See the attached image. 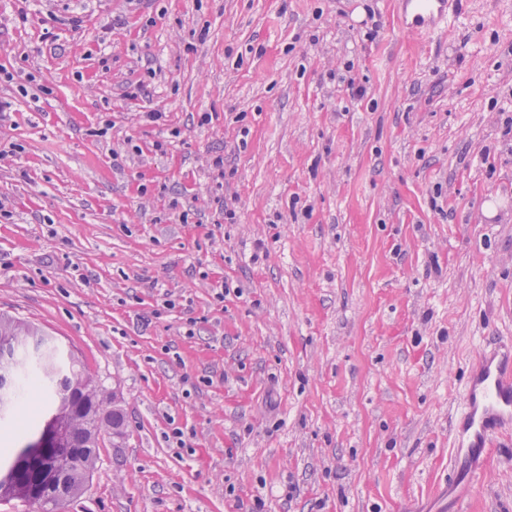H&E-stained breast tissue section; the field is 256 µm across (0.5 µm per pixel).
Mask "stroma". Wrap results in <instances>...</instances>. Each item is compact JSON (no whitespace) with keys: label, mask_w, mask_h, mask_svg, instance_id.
I'll use <instances>...</instances> for the list:
<instances>
[{"label":"stroma","mask_w":512,"mask_h":512,"mask_svg":"<svg viewBox=\"0 0 512 512\" xmlns=\"http://www.w3.org/2000/svg\"><path fill=\"white\" fill-rule=\"evenodd\" d=\"M0 68L35 77L0 83V314L126 415L59 512H448L464 373L512 339V0L432 34L396 0H0ZM463 512H512V447Z\"/></svg>","instance_id":"35a3bbf8"}]
</instances>
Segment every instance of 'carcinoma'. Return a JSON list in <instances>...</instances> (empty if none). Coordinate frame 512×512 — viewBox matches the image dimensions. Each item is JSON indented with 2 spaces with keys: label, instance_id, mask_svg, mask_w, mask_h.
<instances>
[{
  "label": "carcinoma",
  "instance_id": "1",
  "mask_svg": "<svg viewBox=\"0 0 512 512\" xmlns=\"http://www.w3.org/2000/svg\"><path fill=\"white\" fill-rule=\"evenodd\" d=\"M15 336L37 337L35 348L43 352L42 362L36 366L52 392V402L23 425L24 430L43 429L46 420L58 414L63 430V443L57 449L63 455L70 448L84 449L83 457L72 466L69 487L54 496L35 501L23 488H0V501H17L37 508V512H57L65 502L80 496L86 489L98 461L102 434L114 427L125 426L122 409L110 405L102 385L90 373L78 356L59 353L57 348L32 324L0 316V350Z\"/></svg>",
  "mask_w": 512,
  "mask_h": 512
}]
</instances>
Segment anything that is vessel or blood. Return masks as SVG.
<instances>
[{
  "mask_svg": "<svg viewBox=\"0 0 512 512\" xmlns=\"http://www.w3.org/2000/svg\"><path fill=\"white\" fill-rule=\"evenodd\" d=\"M407 28L429 34L447 24L463 0H400ZM456 453L449 485H472L477 463L512 431V344L500 343L483 351L469 372L464 405L451 423Z\"/></svg>",
  "mask_w": 512,
  "mask_h": 512,
  "instance_id": "1",
  "label": "vessel or blood"
}]
</instances>
